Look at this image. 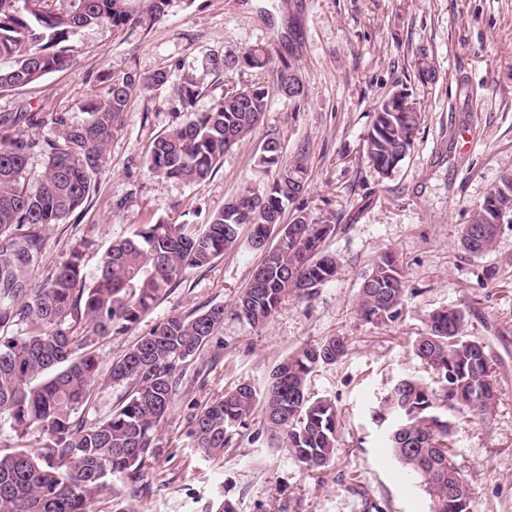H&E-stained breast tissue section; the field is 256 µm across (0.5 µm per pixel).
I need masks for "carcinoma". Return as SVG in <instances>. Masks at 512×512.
<instances>
[{"label": "carcinoma", "mask_w": 512, "mask_h": 512, "mask_svg": "<svg viewBox=\"0 0 512 512\" xmlns=\"http://www.w3.org/2000/svg\"><path fill=\"white\" fill-rule=\"evenodd\" d=\"M173 0H0V57L13 65L0 70V92L34 83L67 66V35L91 25L119 31L145 12L156 20ZM210 71L261 68L271 71L278 90L288 91V65H277L270 47H245L210 58ZM168 74H112L103 94L89 105L90 119L71 128L63 143L47 140L46 166L38 186L24 172L35 143L9 134L16 118L0 115V328L24 327L19 336H0V419L11 423L15 449L0 452V512H91L95 496L112 491V477L131 486L143 480L146 462L159 454V427L172 408L181 368L224 326V306L173 315L156 324L112 362V383L127 387L125 398L103 418L87 420L98 380L96 339L131 329L189 270L209 267L237 245L241 229L263 253L257 273L238 295L233 313L257 326L291 295L306 294L336 278L339 262L325 243L337 224L297 207L284 237L269 244L268 214L296 201L291 185L305 186L306 156L280 160V146L259 157L279 167L269 183L247 185L227 199L204 227L157 221L141 224L112 244L92 281L82 272L83 246L72 248L50 282L31 285L26 271L40 263L43 230L61 224L90 197L106 146L124 125L131 97L161 89ZM292 97L305 96L303 83ZM183 123L157 138L147 155L157 175L196 184L209 179L224 152L238 146L261 123L268 108L262 88L224 93L210 110L194 111L199 85L187 74L175 87ZM422 121L408 94L400 106L382 100L364 140L369 163L388 175L404 160ZM512 211V174L492 190ZM484 203L474 206V223L461 228L460 243L479 256L493 250L498 226L482 223ZM405 300L404 273L391 251L372 265L359 289L355 312L376 325L394 321ZM348 338L329 336L283 358L264 389L240 384L206 405L195 417L193 436L206 455L224 450L230 433L261 410L269 441L285 447L306 470L334 463L340 418L335 401L307 395L312 374L341 360ZM438 379L433 389L412 378L399 380L377 399L372 420L383 429L387 448L406 480L420 484L430 512H473L470 484L454 462L453 411L483 419L498 395L486 346L468 338L464 313L455 307L431 311L426 328L411 344Z\"/></svg>", "instance_id": "1"}]
</instances>
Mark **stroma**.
Listing matches in <instances>:
<instances>
[{"instance_id":"35a3bbf8","label":"stroma","mask_w":512,"mask_h":512,"mask_svg":"<svg viewBox=\"0 0 512 512\" xmlns=\"http://www.w3.org/2000/svg\"><path fill=\"white\" fill-rule=\"evenodd\" d=\"M254 45L274 47L279 62L297 68L304 98L282 97L265 70L201 66L206 57ZM66 46L68 67L0 93V114L40 116L15 126L35 144L29 180L44 170L43 142L88 120L105 78L165 70L170 84L132 98L88 201L46 230L32 283L48 281L75 245L84 247L90 278L113 241L138 225L206 223L243 187L276 176V168L258 164L272 138L285 158L302 153L308 160L299 205L339 224L326 243L340 260L335 280L288 298L261 326L225 317L180 373L160 427L161 452L147 462L140 488L113 479L111 494L97 497L92 512H219L226 501L235 512H366L368 500L380 512H428L422 488L401 481L368 402L403 376L436 385L410 344L428 313L448 306L464 311L469 334L485 344L499 395L491 416L458 423L454 462L471 485L475 512H512V227L481 256L460 244L470 209L512 173V0H174L161 20L144 15L117 34L107 25L85 27ZM188 72L200 87L199 112L231 90L269 92L262 123L225 153L210 179L194 185L146 166L153 141L182 121L172 87ZM399 90L416 100L423 121L408 155L385 176L367 161L363 144L375 107ZM387 250L402 265L405 301L394 322L376 326L360 320L353 304ZM260 261L240 239L210 267L187 271L131 331L100 338L91 417L109 414L126 393L109 379L114 359L168 316L231 307ZM329 336L349 341L343 359L312 376L313 391L334 400L340 415L332 466L300 469L286 449L269 447L258 414L223 453L197 450L191 430L207 403L242 382L264 388L280 359Z\"/></svg>"}]
</instances>
